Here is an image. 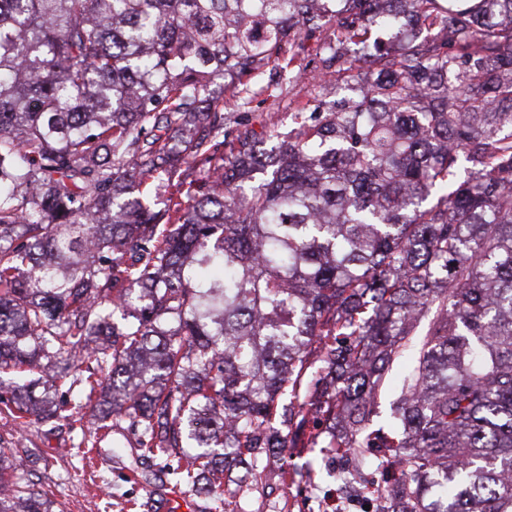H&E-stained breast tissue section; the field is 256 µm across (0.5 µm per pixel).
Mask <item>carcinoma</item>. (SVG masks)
<instances>
[{"label": "carcinoma", "mask_w": 512, "mask_h": 512, "mask_svg": "<svg viewBox=\"0 0 512 512\" xmlns=\"http://www.w3.org/2000/svg\"><path fill=\"white\" fill-rule=\"evenodd\" d=\"M331 2L0 0V411L83 458L70 394L204 493L321 439L399 472L377 512H512V0ZM330 28L350 96L225 129ZM0 512H52L1 437Z\"/></svg>", "instance_id": "obj_1"}]
</instances>
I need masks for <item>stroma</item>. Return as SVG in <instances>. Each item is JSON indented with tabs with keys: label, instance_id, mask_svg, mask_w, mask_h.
Returning <instances> with one entry per match:
<instances>
[{
	"label": "stroma",
	"instance_id": "stroma-1",
	"mask_svg": "<svg viewBox=\"0 0 512 512\" xmlns=\"http://www.w3.org/2000/svg\"><path fill=\"white\" fill-rule=\"evenodd\" d=\"M338 37L333 29L301 37L297 50L309 65L306 76L280 97L263 93L247 105L225 93V116L236 118L244 109L255 131L288 133L303 106L335 96L336 84L322 73L320 59ZM0 436L13 441L30 484L49 493L53 512H173L168 493L174 487L195 512H328L326 504L340 487L337 455L329 448H295L286 457L271 459L246 488L240 485V470H233L225 474L222 492L205 496L177 483L163 460L142 462L135 437L123 430L112 432L103 452L87 462L67 455L71 434L65 427L47 433L34 424L20 426L2 413Z\"/></svg>",
	"mask_w": 512,
	"mask_h": 512
}]
</instances>
